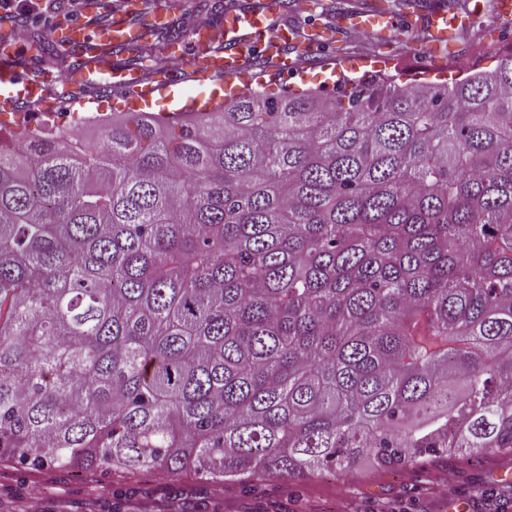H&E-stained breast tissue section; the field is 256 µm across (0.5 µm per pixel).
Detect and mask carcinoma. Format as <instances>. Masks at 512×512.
<instances>
[{
  "mask_svg": "<svg viewBox=\"0 0 512 512\" xmlns=\"http://www.w3.org/2000/svg\"><path fill=\"white\" fill-rule=\"evenodd\" d=\"M487 448L512 449V50L97 144L0 130V461L223 481Z\"/></svg>",
  "mask_w": 512,
  "mask_h": 512,
  "instance_id": "obj_1",
  "label": "carcinoma"
}]
</instances>
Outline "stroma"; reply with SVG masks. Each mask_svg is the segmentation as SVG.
Wrapping results in <instances>:
<instances>
[{
	"mask_svg": "<svg viewBox=\"0 0 512 512\" xmlns=\"http://www.w3.org/2000/svg\"><path fill=\"white\" fill-rule=\"evenodd\" d=\"M305 9H275L272 23L291 20L301 31L333 25L338 9L354 0H308ZM426 32L413 28L399 39L377 43L368 34L347 30L340 39L329 41L311 53H298L301 68L308 74L309 89L321 88V64L342 58L355 64L356 75L373 71L370 58L384 59V69L398 83L424 79L438 83L460 79L462 74L491 71L500 53L512 49V28L493 25L491 12L477 15L458 40V51L469 56L464 67L454 61L434 63L425 52ZM512 472V452L490 448L476 458H457L400 469L376 467L362 458L349 474L322 472L305 480L271 476L248 485L214 483L190 471L181 475L165 472L127 474L115 471L75 473L59 469L35 470L16 464H0V512H20L26 497L42 500L49 512H110L129 487H140L143 512L180 499L191 512H262L267 499L283 503L290 512H383L403 503L409 512H448L457 504L459 512H482L485 497L496 498L512 512V486L502 484L504 472Z\"/></svg>",
	"mask_w": 512,
	"mask_h": 512,
	"instance_id": "stroma-1",
	"label": "stroma"
}]
</instances>
